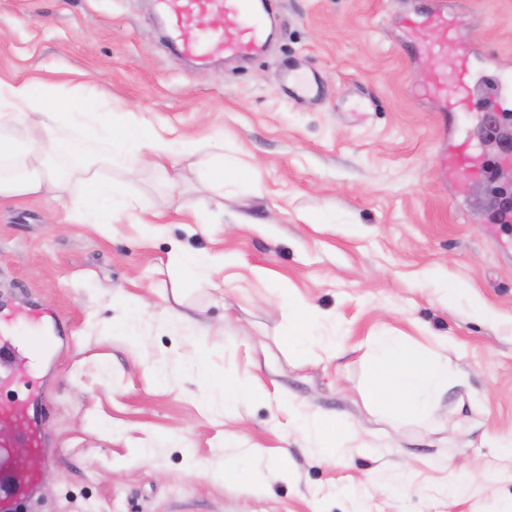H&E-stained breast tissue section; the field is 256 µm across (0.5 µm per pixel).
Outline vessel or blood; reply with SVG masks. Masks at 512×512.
I'll return each mask as SVG.
<instances>
[{
    "instance_id": "b4317fda",
    "label": "vessel or blood",
    "mask_w": 512,
    "mask_h": 512,
    "mask_svg": "<svg viewBox=\"0 0 512 512\" xmlns=\"http://www.w3.org/2000/svg\"><path fill=\"white\" fill-rule=\"evenodd\" d=\"M157 8L168 27L170 45L179 54L205 64L224 57L248 59L263 46L266 13L254 0H156ZM451 20L445 0H431L430 6L416 18L402 22L406 38L404 47L410 54H428L437 58L439 69L426 96L438 99L444 112H481L489 98H508L512 84L499 75H482V91L455 99L448 86L449 74L463 69L464 64L448 57V27ZM288 97L295 101L321 94L316 79H303L289 74ZM468 144H460L453 152L441 155V172L451 175L470 165ZM57 317L37 311L28 305L12 311H0V388L22 382L27 397L22 401H0V512H28L36 496L40 477L25 462L11 456L14 448L44 452L47 441L42 430L46 392L43 365L51 359L61 340Z\"/></svg>"
}]
</instances>
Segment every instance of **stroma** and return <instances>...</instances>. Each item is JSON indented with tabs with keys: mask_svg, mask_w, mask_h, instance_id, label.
I'll return each mask as SVG.
<instances>
[{
	"mask_svg": "<svg viewBox=\"0 0 512 512\" xmlns=\"http://www.w3.org/2000/svg\"><path fill=\"white\" fill-rule=\"evenodd\" d=\"M447 2L474 26L473 55L512 80V0ZM426 5L270 0L260 56L199 68L167 49L154 0H0V79L90 90L199 144L101 165L144 201L135 217L80 222L48 194L0 202V306L66 327L47 366L39 512H512V457L492 445L512 438V224L493 222L477 173L439 174L448 141L486 135L417 95L437 62L407 53L397 22ZM291 67L323 96L290 100ZM219 158L220 186L204 176ZM182 250L214 257L204 280L182 274ZM303 307L320 341L299 352ZM383 335L464 373L428 418L393 421L368 397ZM242 386L259 393L225 406ZM297 408L357 441L327 457ZM312 321L313 313L309 310L300 309L294 313V328L289 333L288 341H291L297 351H302L312 339Z\"/></svg>",
	"mask_w": 512,
	"mask_h": 512,
	"instance_id": "obj_1",
	"label": "stroma"
}]
</instances>
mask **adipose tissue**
<instances>
[{
	"label": "adipose tissue",
	"instance_id": "adipose-tissue-1",
	"mask_svg": "<svg viewBox=\"0 0 512 512\" xmlns=\"http://www.w3.org/2000/svg\"><path fill=\"white\" fill-rule=\"evenodd\" d=\"M62 109L74 121L96 115L102 133L100 150H88L61 132L54 116ZM21 118L27 121L26 141L2 136V129ZM196 150L192 141L173 144L154 137L143 119L115 111L112 104L86 95L73 96L62 104L53 85L0 79V199L50 193L65 199L79 218L108 224L119 212L136 210L139 202L102 183L94 168L97 159L136 166ZM49 155L87 159L81 172V194H71L67 180L49 168L45 162ZM371 349L377 377L371 395L400 420L426 417L434 395L460 378L447 357L410 347L398 336L375 337Z\"/></svg>",
	"mask_w": 512,
	"mask_h": 512
}]
</instances>
